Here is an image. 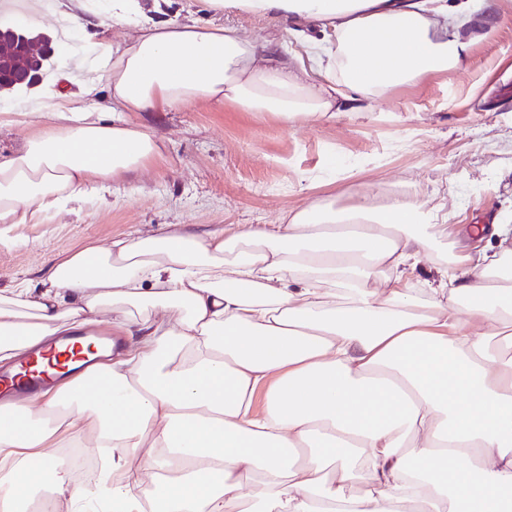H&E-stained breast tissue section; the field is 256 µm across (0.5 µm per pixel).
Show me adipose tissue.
I'll return each instance as SVG.
<instances>
[{
  "mask_svg": "<svg viewBox=\"0 0 512 512\" xmlns=\"http://www.w3.org/2000/svg\"><path fill=\"white\" fill-rule=\"evenodd\" d=\"M470 2L208 0L300 39L307 23L331 31L332 48L310 47L315 82L238 28L112 0L130 35L86 42L78 70L7 112L44 125L0 154V225L106 202L159 155L126 113L230 102L288 124L334 111L340 85L383 96L455 69L470 42L448 14ZM440 219L400 199L312 204L283 224L86 247L0 293L3 363L106 310L139 338L98 366L94 392L78 374L0 402V512H21L46 476L69 512H512V249L443 255ZM424 261L438 286L416 287ZM61 430L68 447L111 449V480L72 481Z\"/></svg>",
  "mask_w": 512,
  "mask_h": 512,
  "instance_id": "ef3b65f1",
  "label": "adipose tissue"
}]
</instances>
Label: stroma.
I'll use <instances>...</instances> for the list:
<instances>
[{"mask_svg":"<svg viewBox=\"0 0 512 512\" xmlns=\"http://www.w3.org/2000/svg\"><path fill=\"white\" fill-rule=\"evenodd\" d=\"M493 31L461 21L466 59L363 98L345 91L334 117L284 125L269 112L198 102L127 118L163 145L136 174L116 177L108 204L13 224L0 246V291L70 252L111 247L166 228L206 235L234 224H276L302 207L368 196L437 205L448 216L457 254L498 257L505 244L487 232L512 225V0H497ZM163 18L231 24L274 47L295 48L281 22L209 10L206 0H167Z\"/></svg>","mask_w":512,"mask_h":512,"instance_id":"stroma-1","label":"stroma"}]
</instances>
